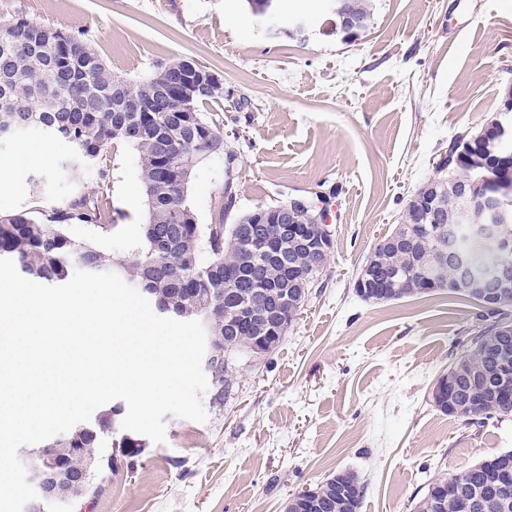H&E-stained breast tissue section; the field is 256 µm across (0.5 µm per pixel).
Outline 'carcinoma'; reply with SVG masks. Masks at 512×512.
<instances>
[{"instance_id": "obj_1", "label": "carcinoma", "mask_w": 512, "mask_h": 512, "mask_svg": "<svg viewBox=\"0 0 512 512\" xmlns=\"http://www.w3.org/2000/svg\"><path fill=\"white\" fill-rule=\"evenodd\" d=\"M342 14L372 22V0H340ZM180 72L171 76L168 91L152 80V75L128 79L112 73L92 47L90 39L61 30L20 21L0 24V130L7 127L24 130L37 128L65 142L70 160L95 172L100 188L109 186V152L115 142L130 144L137 153L140 180L147 199V222L142 225L140 243L124 262H115L91 240L69 236L73 225L106 228L111 220L106 193L96 196L73 195L49 210H23L0 214V258L14 261L21 272L47 282L63 281L79 269L93 273L113 272L144 290L162 309L178 317L203 323L207 337L206 353L211 355L212 376L218 379L216 399L234 383L235 375L226 358L251 354L258 332L240 328L226 333L225 320L230 312L257 297L256 287L246 283L224 284V268L246 270L270 285L277 271L267 269L257 258L230 245L232 225L224 223V213L234 206L230 183L215 201L217 219L200 224L191 206L187 190L193 169L203 160L224 159L225 173L237 160L224 142V134L214 127L203 107L223 98V89L211 86L197 90L193 98H181L182 76L199 68L190 58L178 60ZM188 105L182 111L181 104ZM498 137L484 142L477 152L464 150L471 136H457L440 156L437 169L448 166L452 154L464 152L455 170L457 180L467 184L469 195L479 197L484 184L477 178L490 175L491 155L512 154V131L506 123H497ZM440 209L437 216L449 219L459 209L462 192L458 184L437 180ZM415 214L406 208L403 223L395 234L412 237L407 250H393L380 240L368 260L375 278L385 279L399 271L414 275L415 262L423 260L437 266L442 281L433 291L448 290L470 299L472 286L457 282L451 269L453 257L439 249L430 238L413 235L409 225ZM327 255L303 247L288 248V262L297 263L316 277ZM387 294L376 302L399 301L412 296L405 281L386 288ZM485 322L470 338L454 363L458 377L455 397L462 407L460 418L467 424H482L494 416H511L512 401L496 403L470 398L471 385L495 384L493 365L483 357L476 342L492 338L498 342L499 359L512 364V295L501 311L481 310ZM116 426L114 410L107 409L94 425H79L66 436L44 442L48 448H67L68 469L61 482L69 494L82 500L95 482L107 479L112 471V448H129L127 469L138 468L144 444L131 437L125 443H107ZM90 466L93 477L85 485L72 482V475ZM485 472L482 462L459 474L441 476L429 486H448V480L463 481L462 493L476 497L472 512H512V495L498 499L482 488ZM316 505L292 512H358L365 485L356 481L346 488L329 477L314 485ZM414 512H456V499L450 495L435 498L431 491L415 504Z\"/></svg>"}]
</instances>
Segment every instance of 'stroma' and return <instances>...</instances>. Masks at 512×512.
Here are the masks:
<instances>
[{"label": "stroma", "mask_w": 512, "mask_h": 512, "mask_svg": "<svg viewBox=\"0 0 512 512\" xmlns=\"http://www.w3.org/2000/svg\"><path fill=\"white\" fill-rule=\"evenodd\" d=\"M367 36L324 33L327 0H277L303 32L271 34L246 0H0V22L83 34L109 69L133 79L191 58L216 72L224 99L206 112L237 156L194 170L199 223L230 188L225 217L293 195L324 196L334 246L281 345L236 361L205 422L165 415L137 471L117 458L82 512H283L286 499L339 471L367 484L359 512H412L428 483L512 450V416L478 426L438 411L431 389L468 336L472 303L441 291L362 301L354 278L410 196L436 175L451 139L502 117L512 88V0H373ZM244 108H237V101ZM34 149L22 158L23 149ZM66 143L31 129L0 144V214L96 194L93 170H68ZM115 228L72 226L128 259L146 220L137 157L110 151Z\"/></svg>", "instance_id": "stroma-1"}]
</instances>
